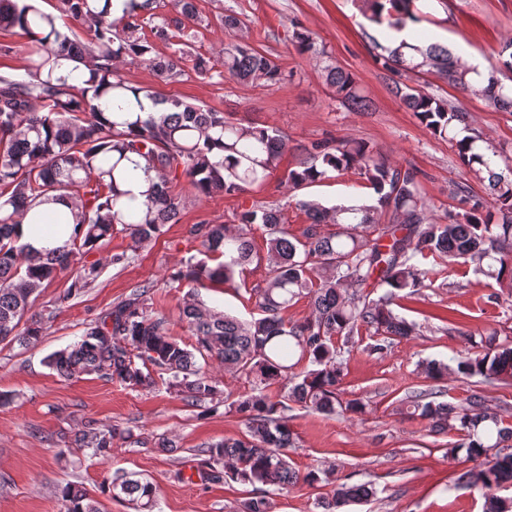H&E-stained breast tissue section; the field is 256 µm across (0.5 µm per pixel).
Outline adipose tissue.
Returning a JSON list of instances; mask_svg holds the SVG:
<instances>
[{"mask_svg":"<svg viewBox=\"0 0 512 512\" xmlns=\"http://www.w3.org/2000/svg\"><path fill=\"white\" fill-rule=\"evenodd\" d=\"M71 215V205L65 200L46 203L26 217L16 232L22 243L42 252L62 247L74 232L66 219Z\"/></svg>","mask_w":512,"mask_h":512,"instance_id":"obj_1","label":"adipose tissue"}]
</instances>
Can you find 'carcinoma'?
<instances>
[{
    "instance_id": "carcinoma-1",
    "label": "carcinoma",
    "mask_w": 512,
    "mask_h": 512,
    "mask_svg": "<svg viewBox=\"0 0 512 512\" xmlns=\"http://www.w3.org/2000/svg\"><path fill=\"white\" fill-rule=\"evenodd\" d=\"M156 2L124 0L122 17L114 19L112 0H103L99 8L91 0H59L57 15L40 9L37 0H0V29L18 28L31 41L25 76H0V342L24 344L40 336L54 311L31 312L34 294L72 271L79 256L116 230L140 245L156 238L162 226L177 223L186 200L175 192L170 175H184L198 200L236 196L266 180L288 151V138L277 130L244 126L222 112L163 98L122 78L119 66L128 59L151 65L163 80L184 74L178 63L152 57L151 44L137 37ZM416 2L360 0V11L374 24L386 20L400 30L405 19L416 17ZM174 6L178 30L197 21L193 0H175ZM119 24L120 35L115 32ZM373 44L374 60L385 70L402 76L434 70L448 84L512 112V87L492 74L483 77L440 43ZM192 71L269 87L283 77L279 64L247 45L227 47L216 59L199 54ZM325 83L349 108L369 109L353 74L328 67ZM394 93L433 135L451 141L462 164L486 183L487 200L471 199L458 185L453 194L459 211L438 222L429 216L415 168L391 161L363 140L313 141L284 175L289 189L350 171L373 190L377 204L326 207L300 200L307 226L298 235L280 207L265 203L243 211L232 227L195 224L189 234L200 249L171 273L174 281L206 288L231 284L247 266L263 261L268 275L246 290L259 316L240 321L192 296L179 307L180 320L195 337L187 345L170 336L168 320L153 309L154 285L145 281L86 324L76 342L46 358L48 367L68 380L95 374L143 390L163 384L188 406L208 403L214 412L222 407L239 415L246 432L208 446L198 475L205 481L231 477L252 485L243 512H271V493L301 481L330 487L319 499L324 512L377 495L370 481L337 484L315 470L303 476L296 472L288 461L295 438L287 413L294 404L348 418L366 412L363 400L343 398V354L363 334L377 354L421 335L419 324L392 308L399 294L415 295L425 287L417 258L472 264L486 277L512 284V166L496 148L478 147L481 137L459 127L464 118L448 102L401 82ZM146 99L164 112L157 117L147 112L133 122L124 118L127 112H146ZM142 160L156 178L136 195L122 184ZM54 197L71 201L77 231L64 246L35 253L20 242L16 228L32 208ZM258 230L267 244L263 256L254 247ZM98 276V266H81L66 297L81 293ZM378 289L383 293L372 298ZM302 298L308 299L309 317L286 319L288 307ZM496 336L488 334L484 352L456 359L455 371L484 382L511 380L512 345L496 343ZM213 362L252 380V392L229 400L208 370ZM302 362L304 371L290 375ZM448 369L435 361L421 363L420 373L431 385L407 395L402 405L428 420L432 432H457L448 456L463 451L473 466L455 483L480 488L484 512H512V499L497 494L512 484V454L500 452L501 444L512 440V427L478 391L460 403L438 401L442 391L433 383ZM275 384L280 389L271 395L268 388ZM115 436L114 428L90 427L74 443L103 457ZM105 491L130 502L135 512H154L157 506V486L134 473H115ZM58 501L59 512H100L99 502L75 483L60 489Z\"/></svg>"
}]
</instances>
